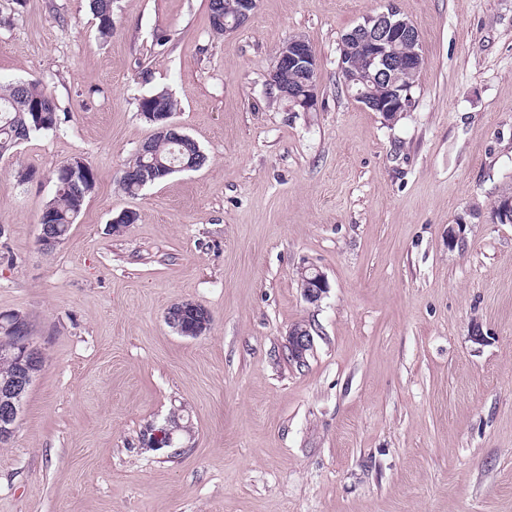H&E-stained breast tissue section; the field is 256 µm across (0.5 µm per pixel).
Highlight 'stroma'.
<instances>
[{
  "label": "stroma",
  "mask_w": 512,
  "mask_h": 512,
  "mask_svg": "<svg viewBox=\"0 0 512 512\" xmlns=\"http://www.w3.org/2000/svg\"><path fill=\"white\" fill-rule=\"evenodd\" d=\"M396 6L425 63L389 123L338 67L386 0H258L227 34L209 0H114L108 39L87 0H0V85L39 84L60 115L0 157V313L44 354L0 445V512H512V224L491 217L512 195V0ZM294 36L319 60L307 112L269 85ZM162 89L207 161L130 196L138 103ZM75 158L95 185L42 249ZM184 300L212 315L195 339L165 321ZM175 411L191 448H142ZM301 281L305 283L304 298L310 303L318 302L329 288L324 274L317 268L304 269ZM286 348L288 350V359L297 366L301 367L307 363V356L313 348V338L310 330L306 326L296 327L288 334Z\"/></svg>",
  "instance_id": "1"
}]
</instances>
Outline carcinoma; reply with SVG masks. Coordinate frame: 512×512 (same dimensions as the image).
<instances>
[{
	"label": "carcinoma",
	"mask_w": 512,
	"mask_h": 512,
	"mask_svg": "<svg viewBox=\"0 0 512 512\" xmlns=\"http://www.w3.org/2000/svg\"><path fill=\"white\" fill-rule=\"evenodd\" d=\"M113 0H89V6L97 20L99 34L108 38L112 36ZM39 105L47 113L42 126L36 125L34 106ZM142 112H174L177 104L170 93L157 91L142 98L139 102ZM59 115L54 100L35 83L19 82L0 92V155L11 151L21 143V137H30L33 133L51 130L57 126ZM200 147L193 141L156 140L150 152L135 156L128 163L138 174L150 177L147 182L139 178L120 180L122 189L130 194H137L143 187L158 183L172 174L168 166L179 167L197 159L206 161L199 153ZM83 191L81 181L68 180L49 202L50 223L57 226L60 233L66 235L70 225L78 217L75 204Z\"/></svg>",
	"instance_id": "1"
}]
</instances>
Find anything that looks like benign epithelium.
I'll return each mask as SVG.
<instances>
[{
    "label": "benign epithelium",
    "instance_id": "obj_1",
    "mask_svg": "<svg viewBox=\"0 0 512 512\" xmlns=\"http://www.w3.org/2000/svg\"><path fill=\"white\" fill-rule=\"evenodd\" d=\"M256 7L257 0H238L235 11L224 15V32H233L245 25ZM344 39L358 41L364 52V67L358 72L346 64L345 59L339 61L346 92L364 108L382 113L386 120L397 119L408 110L412 101L411 87L398 82L399 74L418 71L424 65L417 27L400 15L391 0L387 11L367 17L364 23L345 34ZM398 44L408 45V50L403 54L395 53L394 47ZM318 67V58L308 40L293 37L276 53L269 74L270 85L278 90L279 97L308 111L316 107L318 102L315 79ZM293 70L304 73L307 80L298 86L288 83V72ZM374 82H383L389 86L386 97H373L370 86ZM143 116L155 126L154 137L158 139L170 138L178 131V126L172 121V112H145ZM493 220L499 224H512V196H504L497 201L493 208ZM301 281L305 283L304 298L310 303L318 302L327 293L326 278L316 268L303 270ZM165 319L182 335L197 338L209 328L211 315L196 303L182 302L169 307ZM25 325L26 319L20 313L0 317V345L9 338L17 340L11 355L21 361L17 375L0 384L1 443L14 436L23 396L32 385L42 363V351L29 337L22 335ZM286 348L289 361L299 367L305 365L313 348L310 330L305 326L295 328L288 334ZM177 430L178 427L173 425L171 419L160 426H147L144 429V447L163 449L170 446V457L185 453L189 443L174 447V433Z\"/></svg>",
    "mask_w": 512,
    "mask_h": 512
}]
</instances>
